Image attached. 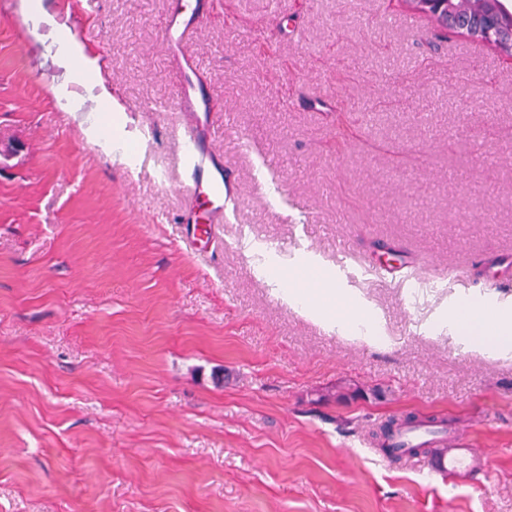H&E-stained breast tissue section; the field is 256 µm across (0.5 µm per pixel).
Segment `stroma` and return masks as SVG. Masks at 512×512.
Listing matches in <instances>:
<instances>
[{
    "label": "stroma",
    "mask_w": 512,
    "mask_h": 512,
    "mask_svg": "<svg viewBox=\"0 0 512 512\" xmlns=\"http://www.w3.org/2000/svg\"><path fill=\"white\" fill-rule=\"evenodd\" d=\"M190 2L174 47L178 0H0V512H512V344L448 319L512 314V59L405 0ZM410 413L488 475L368 447ZM60 43L64 49L65 56L72 63L74 61L75 67L80 75L92 76L98 70L93 66L94 61L85 57L83 54V48L76 44V41L72 36L64 35L60 38ZM78 59H80L82 66L79 65ZM186 142L194 146L188 156L192 167L191 183L187 185L188 192L194 197L204 194L210 205L209 211L224 214V178L220 176V179H199L204 164L203 158L196 153L195 141L191 135L187 136ZM421 467L436 479L448 480L456 486L470 484L476 476L488 469V457L478 448H473L464 432L448 434V448L434 458L422 461Z\"/></svg>",
    "instance_id": "35a3bbf8"
}]
</instances>
